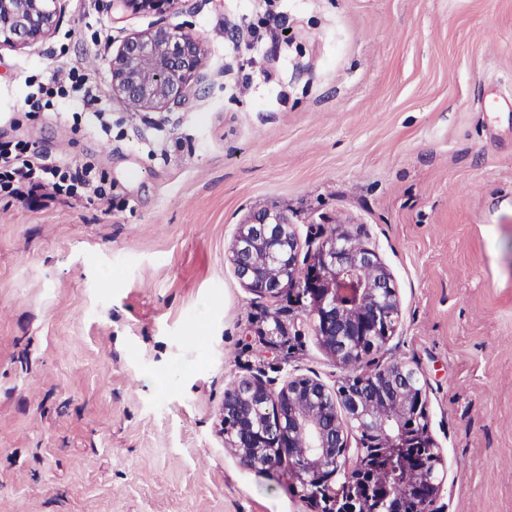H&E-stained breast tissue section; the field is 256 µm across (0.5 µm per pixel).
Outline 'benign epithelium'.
<instances>
[{"label": "benign epithelium", "instance_id": "obj_1", "mask_svg": "<svg viewBox=\"0 0 512 512\" xmlns=\"http://www.w3.org/2000/svg\"><path fill=\"white\" fill-rule=\"evenodd\" d=\"M61 0H0V45L31 46L60 22ZM181 0H113L124 9H174ZM199 39L156 28L128 37L108 59L112 89L141 109L177 104L195 91L203 65ZM240 280L253 294L277 298L297 285L310 299L314 335L343 366L381 350L393 335L398 298L376 253L331 232L313 258L299 262L288 217L260 212L240 226L232 249ZM304 279H298L299 269ZM370 269V278L361 273ZM343 415H338L337 408ZM225 443L239 449L249 470L288 463L310 512H437L440 449L430 434L425 385L402 362L344 378L329 389L314 378H289L276 391L261 376L224 391ZM358 453L348 457V435ZM401 466L405 482L394 492L377 482L380 471Z\"/></svg>", "mask_w": 512, "mask_h": 512}]
</instances>
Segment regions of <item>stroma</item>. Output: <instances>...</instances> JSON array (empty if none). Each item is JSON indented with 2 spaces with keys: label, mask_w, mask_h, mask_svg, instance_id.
Masks as SVG:
<instances>
[{
  "label": "stroma",
  "mask_w": 512,
  "mask_h": 512,
  "mask_svg": "<svg viewBox=\"0 0 512 512\" xmlns=\"http://www.w3.org/2000/svg\"><path fill=\"white\" fill-rule=\"evenodd\" d=\"M61 6L47 41L0 46V142L95 162L112 199L0 195V512H308L284 468L225 447V389L392 361L426 385L440 512H512V0ZM159 26L204 66L194 95L136 112L106 60ZM91 57L108 137L74 126L78 100L24 103L26 77ZM263 209L302 257L335 228L379 255L399 322L375 359L341 366L299 288L238 279Z\"/></svg>",
  "instance_id": "obj_1"
}]
</instances>
